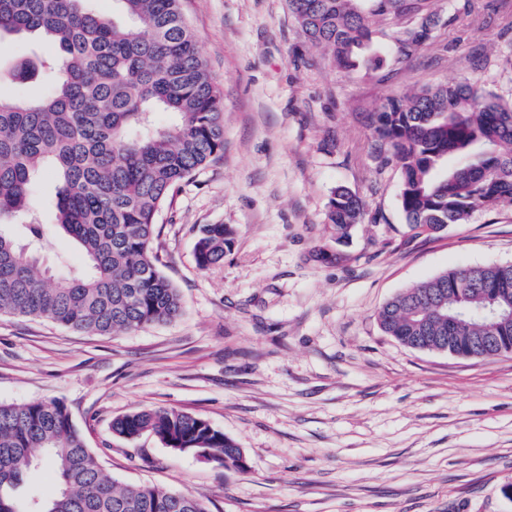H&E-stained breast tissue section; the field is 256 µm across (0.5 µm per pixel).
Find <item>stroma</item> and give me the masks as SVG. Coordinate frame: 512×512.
Masks as SVG:
<instances>
[{"label": "stroma", "instance_id": "1", "mask_svg": "<svg viewBox=\"0 0 512 512\" xmlns=\"http://www.w3.org/2000/svg\"><path fill=\"white\" fill-rule=\"evenodd\" d=\"M224 94V155L156 217L159 270L184 312L134 332L87 335L0 317V403L63 402L117 487L157 485L211 512H512V355L460 358L401 345L377 313L458 267L512 262V210L415 234L400 168L377 156L386 98L469 81L512 101V0H436L431 40L402 64L345 69L301 34L288 0H181ZM362 202L336 245L329 199ZM57 182L35 201L46 264H84L54 226ZM206 224L233 228L199 269ZM149 407L207 420L243 448L230 474L113 418Z\"/></svg>", "mask_w": 512, "mask_h": 512}]
</instances>
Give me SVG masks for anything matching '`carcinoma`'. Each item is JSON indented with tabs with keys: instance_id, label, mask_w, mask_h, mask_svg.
<instances>
[{
	"instance_id": "1",
	"label": "carcinoma",
	"mask_w": 512,
	"mask_h": 512,
	"mask_svg": "<svg viewBox=\"0 0 512 512\" xmlns=\"http://www.w3.org/2000/svg\"><path fill=\"white\" fill-rule=\"evenodd\" d=\"M126 20L94 0H0V45L41 32L53 55L14 59L0 79V314L44 319L93 335L174 321L179 288L156 265L155 217L175 190L224 154V98L201 58L180 0H116ZM305 38L335 65H356L376 17L401 23L395 55L408 60L433 33L434 0H289ZM49 83L21 99L4 83ZM172 117L159 125L154 115ZM373 135L396 159L400 206L410 229L437 234L476 209L512 207V102L467 81L390 97L371 117ZM58 181L55 218L82 250L86 269L54 274L37 245L44 224L36 179ZM361 204L337 188L327 220L349 239ZM234 231L205 224L197 264L224 261ZM512 305V264L453 269L396 295L378 313L381 330L412 349L491 358L512 348V315L474 316ZM127 439L154 435L229 473L247 470L244 450L205 419L145 408L113 420ZM57 480L24 507L16 491L29 472ZM0 512H210L190 493L153 485L118 488L59 401L0 404Z\"/></svg>"
}]
</instances>
